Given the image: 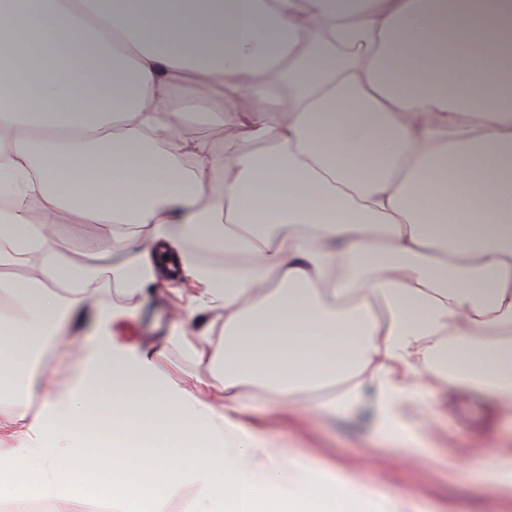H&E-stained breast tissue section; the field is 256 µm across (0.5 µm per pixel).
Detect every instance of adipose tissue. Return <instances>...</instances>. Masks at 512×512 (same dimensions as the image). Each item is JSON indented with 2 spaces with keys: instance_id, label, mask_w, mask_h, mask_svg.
Here are the masks:
<instances>
[{
  "instance_id": "ef3b65f1",
  "label": "adipose tissue",
  "mask_w": 512,
  "mask_h": 512,
  "mask_svg": "<svg viewBox=\"0 0 512 512\" xmlns=\"http://www.w3.org/2000/svg\"><path fill=\"white\" fill-rule=\"evenodd\" d=\"M182 82L206 90V136L182 134ZM0 187V386L27 398L0 418L7 512H159L186 486L193 512H408L271 448L242 422L248 388L290 408L342 383L304 408L333 417L369 385L390 433L413 415L433 429L422 396L446 379L512 411V0H0ZM61 209L150 244L109 267L126 296L162 253L192 281L188 321L210 319L164 345L221 370L223 409L121 336L125 310L85 306L95 270L57 249ZM67 320L93 340L49 379L40 354Z\"/></svg>"
}]
</instances>
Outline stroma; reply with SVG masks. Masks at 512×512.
<instances>
[{
	"label": "stroma",
	"mask_w": 512,
	"mask_h": 512,
	"mask_svg": "<svg viewBox=\"0 0 512 512\" xmlns=\"http://www.w3.org/2000/svg\"><path fill=\"white\" fill-rule=\"evenodd\" d=\"M112 231L108 224H75L68 213L56 218L59 249L76 262H97L107 267L108 259H93L83 246L93 237ZM100 304L121 308L132 314L129 336L148 345L162 339L182 317L177 297H189L191 282L185 277L158 281L133 299L125 298L109 281L96 289ZM90 339L84 326L73 327L47 353L43 365L50 371H66L78 363L77 349ZM436 421L435 433L421 448L420 464L397 473L391 458L398 436L378 431L368 411L317 420L284 417L274 409L265 391L254 393L252 409L244 421L258 425L261 434L273 440L280 452L297 448L324 465L350 470L365 484L388 495H409L427 512H512V486L490 483L486 463L472 452L475 442L491 438L495 452L512 455V413L500 411L493 400L478 391L462 392L454 383L442 385L427 400Z\"/></svg>",
	"instance_id": "obj_1"
}]
</instances>
